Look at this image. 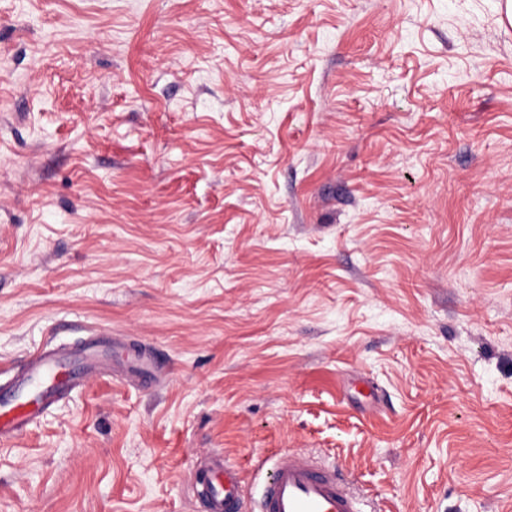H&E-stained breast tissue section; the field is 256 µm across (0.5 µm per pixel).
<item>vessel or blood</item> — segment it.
<instances>
[{
    "label": "vessel or blood",
    "mask_w": 512,
    "mask_h": 512,
    "mask_svg": "<svg viewBox=\"0 0 512 512\" xmlns=\"http://www.w3.org/2000/svg\"><path fill=\"white\" fill-rule=\"evenodd\" d=\"M110 365L147 383L156 375L152 360L116 345L66 354L46 344L29 354L24 369L0 389V440L22 436L60 399L80 390L91 373ZM194 482L205 512H242L238 472L223 454L200 465ZM360 503L359 491L338 468L321 465L309 453H288L270 462L260 512H361Z\"/></svg>",
    "instance_id": "b4317fda"
}]
</instances>
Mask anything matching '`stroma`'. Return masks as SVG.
Segmentation results:
<instances>
[{
  "label": "stroma",
  "mask_w": 512,
  "mask_h": 512,
  "mask_svg": "<svg viewBox=\"0 0 512 512\" xmlns=\"http://www.w3.org/2000/svg\"><path fill=\"white\" fill-rule=\"evenodd\" d=\"M0 512H204L305 450L365 512H512L505 0H0ZM110 365L121 366L146 383L156 375L151 359L133 355L125 347L86 345L77 354H66L45 343L0 389V440L22 436L60 399L80 390L91 373ZM195 486L205 512H241L244 496L238 472L223 453L210 456L196 470Z\"/></svg>",
  "instance_id": "1"
}]
</instances>
